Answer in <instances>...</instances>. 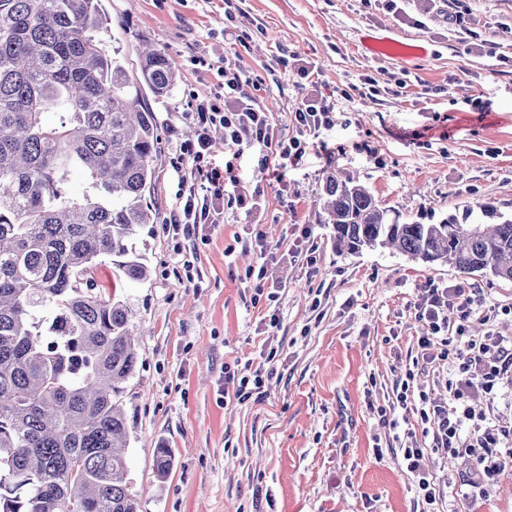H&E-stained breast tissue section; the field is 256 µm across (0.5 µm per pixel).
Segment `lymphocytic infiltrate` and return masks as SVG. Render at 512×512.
Here are the masks:
<instances>
[{"label": "lymphocytic infiltrate", "instance_id": "1", "mask_svg": "<svg viewBox=\"0 0 512 512\" xmlns=\"http://www.w3.org/2000/svg\"><path fill=\"white\" fill-rule=\"evenodd\" d=\"M224 92L210 99L196 102L188 117L194 127V136L180 142L178 152L186 161L179 180V193L167 224L175 234L190 236L203 224H220L224 221V198L230 188L238 187L239 179L231 165L216 166L212 155L213 135L222 132L225 144L240 146L260 145L263 165L282 169L299 166L307 154V145L300 139H275L266 112L257 108L253 100H242L239 92L244 80L239 73L223 75ZM476 297L464 287L433 288L424 298L422 316L430 333L421 340L422 349H429L433 338L450 328L449 315H456L453 327L459 361V377L448 385L447 404H439L428 393H420L419 415L423 423L437 433L440 448H465L473 462L474 475L471 488H478L485 476L499 468L493 457L497 440L491 428L474 434V446L464 447L460 435L462 428L472 422L475 412L471 406L482 387L470 376L471 368H479L485 380L494 382L512 373V340L486 334L473 337L468 333V323L475 314Z\"/></svg>", "mask_w": 512, "mask_h": 512}]
</instances>
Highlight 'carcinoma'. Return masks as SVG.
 <instances>
[{
  "label": "carcinoma",
  "instance_id": "carcinoma-1",
  "mask_svg": "<svg viewBox=\"0 0 512 512\" xmlns=\"http://www.w3.org/2000/svg\"><path fill=\"white\" fill-rule=\"evenodd\" d=\"M106 24L100 0H0V512H140L115 400L138 338L95 272L109 261L121 281L148 277L128 248L155 223L144 191L158 134L141 85L165 96L179 73L153 48L131 78ZM326 195L340 251L388 247L512 281V215L490 201L422 224L389 217L351 176H327ZM173 462L157 449L159 476Z\"/></svg>",
  "mask_w": 512,
  "mask_h": 512
}]
</instances>
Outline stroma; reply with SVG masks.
Segmentation results:
<instances>
[{"instance_id":"obj_1","label":"stroma","mask_w":512,"mask_h":512,"mask_svg":"<svg viewBox=\"0 0 512 512\" xmlns=\"http://www.w3.org/2000/svg\"><path fill=\"white\" fill-rule=\"evenodd\" d=\"M101 37L140 73L139 48L156 43L179 66L173 91H144L160 135L145 198L157 223L129 246L150 278L129 298L138 366L119 397L131 429L127 459L141 512H421L401 465L411 434L442 491L438 512H512V463L468 493L469 461L435 452L415 410L419 391L448 399L446 364L420 362L423 299L431 288L475 290L495 318L469 332L512 338V281L461 275L386 248L338 252L323 208L329 174L347 172L402 220L438 223L478 203L512 213V0H101ZM463 19L452 27L449 15ZM423 43L430 59L403 65L362 53L360 36ZM500 45V59L479 49ZM309 64L300 78L290 60ZM257 79L258 99L282 139L311 87L332 112L306 132L302 166L276 182L254 147L215 140L258 204H225L206 237L175 241L165 219L183 162L172 140L190 138L191 103L218 91L220 71ZM262 236L263 249L254 246ZM203 272L184 280V261ZM267 266L256 295L251 266ZM277 325H270V315ZM269 365L261 395L223 394L224 372ZM407 394L399 404L398 394ZM474 409L512 448V381ZM172 449L166 477L156 450Z\"/></svg>"}]
</instances>
